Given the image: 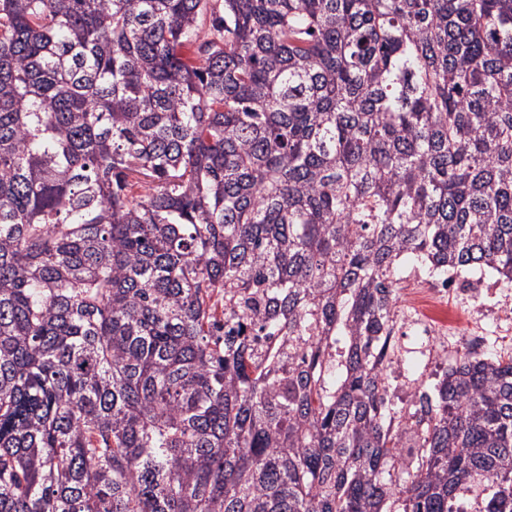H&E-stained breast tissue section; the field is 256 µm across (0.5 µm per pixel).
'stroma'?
Returning <instances> with one entry per match:
<instances>
[{"label":"stroma","mask_w":512,"mask_h":512,"mask_svg":"<svg viewBox=\"0 0 512 512\" xmlns=\"http://www.w3.org/2000/svg\"><path fill=\"white\" fill-rule=\"evenodd\" d=\"M445 305L456 318L448 331V355L430 357L427 340L406 331L392 339L394 363L388 371L390 390L409 401L420 383L435 384L448 363L470 343L495 357L512 355V283L491 272L456 278Z\"/></svg>","instance_id":"stroma-1"}]
</instances>
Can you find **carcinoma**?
<instances>
[{
  "mask_svg": "<svg viewBox=\"0 0 512 512\" xmlns=\"http://www.w3.org/2000/svg\"><path fill=\"white\" fill-rule=\"evenodd\" d=\"M406 256L512 283V0H0V512H512Z\"/></svg>",
  "mask_w": 512,
  "mask_h": 512,
  "instance_id": "cac0c4a2",
  "label": "carcinoma"
}]
</instances>
